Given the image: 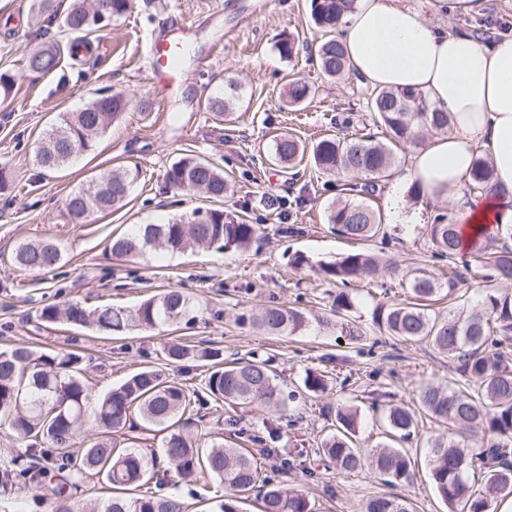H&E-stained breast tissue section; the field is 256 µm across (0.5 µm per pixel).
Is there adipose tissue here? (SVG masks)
<instances>
[{"mask_svg":"<svg viewBox=\"0 0 512 512\" xmlns=\"http://www.w3.org/2000/svg\"><path fill=\"white\" fill-rule=\"evenodd\" d=\"M482 0H355L340 41L351 73L371 88L425 93L452 130L415 149L402 179L430 204L453 203L465 237L485 224H512V35L484 43L434 24ZM487 151L489 193L469 196L474 157Z\"/></svg>","mask_w":512,"mask_h":512,"instance_id":"obj_1","label":"adipose tissue"}]
</instances>
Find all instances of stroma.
Listing matches in <instances>:
<instances>
[{"label": "stroma", "mask_w": 512, "mask_h": 512, "mask_svg": "<svg viewBox=\"0 0 512 512\" xmlns=\"http://www.w3.org/2000/svg\"><path fill=\"white\" fill-rule=\"evenodd\" d=\"M486 20L493 29L512 34V0H486L483 17L451 15L439 23L469 31ZM182 21L193 31L184 75L162 98L150 78L145 45L163 28ZM286 36L299 43L289 57L278 49ZM71 40L47 14L37 12L35 0H0V73L16 78L11 97L0 104V171L10 180L9 189L0 192V349L25 343L77 353L93 401L144 368L163 370L187 393H200L208 365L192 358L167 363L164 349L174 341L222 350L228 360H270L283 391H299V399L286 402L280 411L225 406L215 414L201 408L189 429L204 448L219 439L233 441L236 428L262 435L271 425L279 432L277 447L309 452L332 435L340 404L360 409L363 423L355 444L365 454L386 442L384 415L396 406L418 414L416 434L404 445L408 453L442 435L444 426L420 413L418 392L429 381L458 384L454 364L428 341L385 340L372 324L378 302L404 296L396 275L382 270L351 286L356 303L352 315L366 332L357 343L314 329L268 336L234 322L242 311L270 305L322 311L336 287L315 270L352 249L325 218L327 206L345 195L344 179L320 173L307 161L293 170L270 163L271 137L287 131L311 145L337 132L383 133L365 107L366 88L352 76L325 79L317 66L313 51L320 32L311 18V0H133L130 13L91 35L88 53H70ZM47 42L63 49L56 69L30 71L28 56ZM203 56L208 63L201 67L197 61ZM294 77L303 78L315 94L292 109L282 91ZM230 80L238 84L239 97L230 117L223 118L208 105L223 96ZM108 89L132 96L122 120L62 169L40 167L35 149L44 131L58 115L82 109ZM187 154L206 158L223 171L231 192L222 207L234 220L256 225V241L238 251L198 248L172 254L159 248L132 261L113 258L108 249L113 235L212 207V200L166 183L172 163ZM125 172L137 178L122 208L82 218L67 211L71 192L100 174ZM277 196L288 199L286 213L268 209V198ZM405 201L414 208L416 223L385 224L384 240L365 248L393 259L400 270L441 276L448 264L433 256L427 230L439 208L410 195ZM46 239L62 249L55 269L14 264L20 243ZM297 254L307 257L305 266H293ZM172 288L190 298L196 309L193 323H164L116 339L92 328L38 318L48 305L61 308L77 301L132 307ZM311 370L328 377L324 394L302 392V380ZM272 478L303 491L313 512H360L367 499L384 489L367 468L344 475L324 469L314 481L295 468ZM397 493L416 512H446L425 465H418L414 483L398 487Z\"/></svg>", "instance_id": "stroma-1"}]
</instances>
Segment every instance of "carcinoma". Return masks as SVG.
<instances>
[{
    "mask_svg": "<svg viewBox=\"0 0 512 512\" xmlns=\"http://www.w3.org/2000/svg\"><path fill=\"white\" fill-rule=\"evenodd\" d=\"M353 4L354 0H313L312 19L321 31L314 53L322 72L330 78L350 75L336 30ZM89 14L86 0H74L61 24L87 36L101 28V23L94 22ZM59 60V46L47 44L29 55L27 67L49 72ZM312 95L306 81L289 80V105H299ZM238 96V85L231 81L224 97L212 100L210 108L227 116ZM128 106L127 94L103 92L82 110L62 116L42 138L36 151L37 163L47 169L61 167L75 151L92 147ZM366 108L374 123L385 130L384 139L331 134L309 148L282 133L273 137L271 146V157L279 164L294 166L308 155L321 173L364 177L365 183L354 189L356 197L338 200L326 211L327 223L333 225L336 235L354 241H370L383 230L382 212L371 196L376 186L397 170L399 158L394 148L421 145L420 132L424 130L443 134L450 130L448 113L437 109L421 92L371 90ZM492 176L491 162L476 156L469 192L484 191ZM166 179L172 188L186 194L203 193L217 203L224 200L228 189L224 173L193 154L173 163ZM132 183L133 178L127 174L100 176L69 195L68 210L82 216L120 208ZM256 232L255 225L229 221L224 210L211 208L205 224L193 220L147 224L112 239L110 250L116 258L137 259L149 251L144 246L146 238L154 236L161 241L160 247L172 252L199 247L227 251L248 246ZM429 235L436 256L448 260V279L442 283L424 270L401 275L408 299L377 304L372 321L388 336L405 341L425 339L448 360L458 363L461 384L453 388L426 384L420 388L422 411L448 427V437L437 438L428 446L427 465L435 491L448 512H493L499 498L512 495V292L488 291L476 308L450 310L446 315L430 312V306L442 292L450 295L464 281L457 268L459 260L465 268L473 261L479 262L489 271L488 278L511 283L512 225L483 226L466 242L452 214L439 213ZM61 257V248L52 241L26 242L15 253L17 264L39 270L54 267ZM380 267L381 260L375 254L354 251L320 266V274L330 283L345 286L354 279L377 274ZM354 307L351 296L339 291L329 311L322 314L310 317L299 309L274 305L256 315L241 313L236 322L272 336L300 334L312 325L320 330L337 327L341 335L358 342L365 332L350 316ZM192 311L190 299L178 290H170L133 308L108 304L88 308L80 302L62 310L47 306L41 309L39 319L49 323L62 319L74 326H94L119 336L133 329L177 322ZM166 356L171 363L190 357L210 362L204 394L217 403L243 409L284 407L277 374L266 360L226 361L218 349H196L182 343L169 345ZM80 363L75 353L47 352L27 345L0 350V423L28 440L24 453L10 460L0 474V498L10 497L18 485L29 484L47 491L48 512H186L183 499L176 494L140 497L132 493L159 475L155 455L127 446L122 438L126 426L133 425L132 411L136 410L145 424L166 432L161 452L177 476L215 479L240 495L257 490L263 512H311L301 491L275 484L262 475L252 449L222 443L200 447L184 431L188 423L185 414L193 411V400L162 371H138L91 406ZM326 387L325 375L306 373L305 391L318 394ZM89 422L99 430L98 436L75 455L70 448ZM387 425L391 436L401 439L410 438L416 430L414 416L399 407L390 409ZM357 429L358 412L337 408L336 433L313 449V454L318 461L332 464L338 474L367 466L388 487L413 482L415 472L405 450L381 444L365 459L354 447ZM485 441L489 445H483ZM89 476H98L110 489L127 491L129 496H112L90 505L72 501L71 488ZM362 512H413V507L406 499L386 492L370 497Z\"/></svg>",
    "mask_w": 512,
    "mask_h": 512,
    "instance_id": "cac0c4a2",
    "label": "carcinoma"
}]
</instances>
